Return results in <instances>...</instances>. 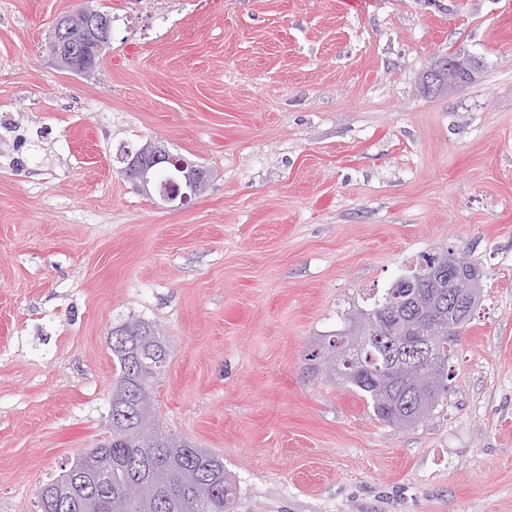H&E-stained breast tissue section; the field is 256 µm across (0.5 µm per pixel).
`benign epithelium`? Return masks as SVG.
<instances>
[{"instance_id":"obj_1","label":"benign epithelium","mask_w":512,"mask_h":512,"mask_svg":"<svg viewBox=\"0 0 512 512\" xmlns=\"http://www.w3.org/2000/svg\"><path fill=\"white\" fill-rule=\"evenodd\" d=\"M93 0H76L75 9L54 25L46 45L49 59L59 68L86 76L94 69L93 62L112 37V19L92 6ZM484 66L477 55L462 52L437 56L423 73L424 88L429 93L455 90L474 82ZM122 174L133 187L144 193L154 184V172L159 167L168 169V178L156 188L160 205L176 210L204 192L210 172L196 163L170 155L160 140H148L133 155L122 157ZM466 260L453 254L448 265L432 267L415 281L402 279L401 288H423L441 278L454 281ZM448 308L459 311L466 318L473 308L472 295L464 290L448 292Z\"/></svg>"}]
</instances>
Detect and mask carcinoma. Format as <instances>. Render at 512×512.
<instances>
[{
	"mask_svg": "<svg viewBox=\"0 0 512 512\" xmlns=\"http://www.w3.org/2000/svg\"><path fill=\"white\" fill-rule=\"evenodd\" d=\"M423 304L414 311L390 305L389 293L377 299L372 308L354 315V330L346 342H332L325 358L334 375L352 391L366 399L373 414L396 427L414 425L407 414L405 396L418 382L429 384L441 378L432 395L430 408L448 393V341L434 340L432 365L420 373L406 363L397 364L387 374L372 371L375 361L398 348L406 349L429 332ZM150 348L170 358L172 345L157 327L140 318H129L112 328V354L118 374L112 390L111 409L116 423L111 438L78 459L84 477L98 485L94 501L85 505L82 493L72 497L70 512H233L237 486L224 469L220 455L197 447L192 441L164 430L156 420L153 393L167 362L145 369L137 356ZM147 479L162 489V497L121 499L123 486L130 479Z\"/></svg>",
	"mask_w": 512,
	"mask_h": 512,
	"instance_id": "obj_1",
	"label": "carcinoma"
}]
</instances>
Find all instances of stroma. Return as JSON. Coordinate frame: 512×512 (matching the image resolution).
<instances>
[{"label":"stroma","mask_w":512,"mask_h":512,"mask_svg":"<svg viewBox=\"0 0 512 512\" xmlns=\"http://www.w3.org/2000/svg\"><path fill=\"white\" fill-rule=\"evenodd\" d=\"M88 78L46 57L74 0H0V512L106 435L128 316L172 344L163 427L236 512H512V0H98ZM480 54L426 94L436 55ZM209 170L180 210L117 156ZM481 270L446 399L378 420L320 353L424 252ZM483 66V59L477 55L464 54L461 51L439 55L423 73L424 88L428 93L434 94L455 90L473 83Z\"/></svg>","instance_id":"35a3bbf8"}]
</instances>
